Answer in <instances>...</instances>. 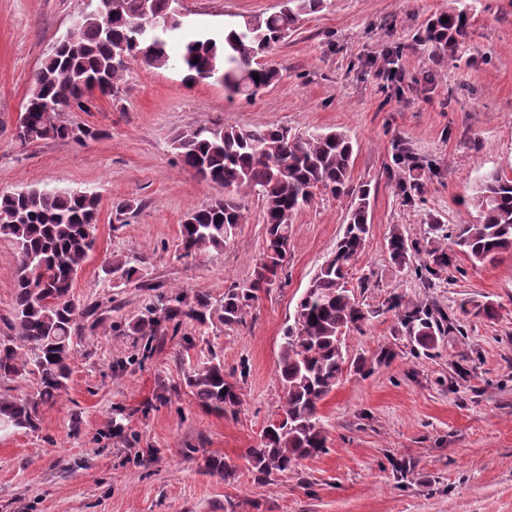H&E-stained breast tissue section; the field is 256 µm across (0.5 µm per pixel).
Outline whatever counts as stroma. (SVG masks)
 <instances>
[{"instance_id": "1", "label": "stroma", "mask_w": 512, "mask_h": 512, "mask_svg": "<svg viewBox=\"0 0 512 512\" xmlns=\"http://www.w3.org/2000/svg\"><path fill=\"white\" fill-rule=\"evenodd\" d=\"M282 0H180L179 34L223 32L242 17L279 11ZM96 0H0V194L38 188L101 198L97 242L71 293L95 307L79 319L66 389L42 413L38 432L0 431V512H512V257L476 264L448 243V268L424 282L415 268L436 238L431 227L473 224L476 184L512 176V0H327L269 56L278 80L247 98L210 79L185 82L177 69L132 58L116 96L61 118L97 137L20 147L14 137L33 72ZM465 11L468 33L434 55L430 18ZM390 58L403 80L378 77ZM221 119L243 128L280 125L339 131L355 144L353 187L368 186L370 233L348 286L371 316L345 337L349 357H395L368 376L345 372L325 399L324 453L272 482L242 458L282 397L276 376L285 325L324 257L342 235L350 197L322 192L291 226L288 264L242 325L182 326L153 343L133 335L158 293L222 298L249 281L263 252V205L223 248L180 255L185 214L223 196L196 178L174 149L192 124ZM408 149L418 188L398 161ZM133 200L116 213L114 201ZM419 242L406 265L385 245L393 231ZM142 271L119 284L113 256ZM14 245L0 239V336L9 331ZM451 318L422 348L388 310L392 294ZM491 302L495 319L470 310ZM224 361L242 404L236 414L202 407L186 376ZM234 465L231 477L208 458Z\"/></svg>"}]
</instances>
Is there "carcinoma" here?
I'll return each instance as SVG.
<instances>
[{
    "label": "carcinoma",
    "mask_w": 512,
    "mask_h": 512,
    "mask_svg": "<svg viewBox=\"0 0 512 512\" xmlns=\"http://www.w3.org/2000/svg\"><path fill=\"white\" fill-rule=\"evenodd\" d=\"M141 2L97 0L95 9L44 57L32 78L27 112L16 127L15 137L22 145L93 135L64 124L60 111H91L87 92L95 86L103 96L115 95L127 59L138 55L150 67L183 71L191 83L219 78L229 94L253 97L278 78L277 68L262 58L297 29L303 16L322 11L327 0H284L277 12L246 17L221 35L186 41L176 53L163 28L151 43L140 40L134 23ZM150 2L157 18H176V0ZM466 34L465 13H440L429 20L424 41L445 52ZM255 74L259 79L253 78ZM174 145L184 168L224 187V197L185 215L180 227L182 256L226 246L247 220L243 195L248 194L264 204L265 261L251 280L225 290L217 303L203 292L190 298L179 292L159 296L152 317L131 325L148 343L169 330L177 332L186 320L200 325L218 321L227 327L241 323L286 265L294 215L320 192L353 196L342 236L309 281L281 337L277 376L283 397L278 410L259 443L242 455L252 472L268 479L324 451L320 406L345 372L367 375L374 364L393 358L392 351L382 349L373 363L363 356L352 360L344 344L345 335L363 332L368 320V311L347 284L369 234L370 189L351 185L354 146L338 131L296 133L274 124L246 129L218 119L190 126L176 135ZM473 203L479 220L457 225L456 245L482 264L512 255V177L498 171L485 174ZM99 209V197L88 192L31 188L0 195V237L17 250L13 335L0 336V385L18 378H31L36 384V392L25 399L0 394V424L37 431L42 407L67 387L72 333L78 320L89 314L71 288L95 246ZM387 251L401 266L419 248L395 230ZM429 255L425 271L437 278L448 267L447 248L439 245ZM105 273L122 283L140 279L139 269L121 258L112 260ZM388 309L398 311L407 332L424 347L434 343L449 321L444 312L407 308L399 294L388 300ZM186 385L201 406L218 414H234L242 403L237 385L227 379L224 362L216 357L193 369Z\"/></svg>",
    "instance_id": "carcinoma-1"
}]
</instances>
